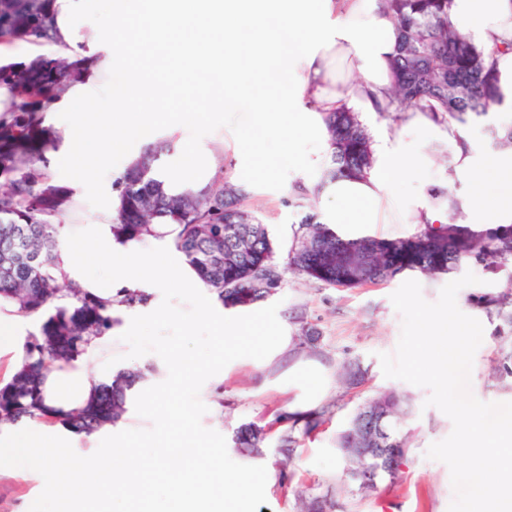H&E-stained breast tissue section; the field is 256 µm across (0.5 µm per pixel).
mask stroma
<instances>
[{"mask_svg":"<svg viewBox=\"0 0 512 512\" xmlns=\"http://www.w3.org/2000/svg\"><path fill=\"white\" fill-rule=\"evenodd\" d=\"M184 107L177 99L157 105L161 120L143 128L139 136L125 137L127 151L140 154L152 144L172 140L173 152L161 158L170 177L180 172L188 156L207 149L220 152L225 181L238 182L244 189V208L268 224L279 246L277 262L284 267L282 285L271 297L279 305L277 317L285 330L281 345L262 360H234L206 381L200 393L208 408L203 425L228 440L244 424L263 429L261 454L247 456L234 447L228 454L240 464L265 466L266 512H300L303 503L314 497L325 503L326 512H448L453 499L450 471L426 452L432 443L449 436L452 422L427 405L429 389L386 378L379 360L380 354L394 353L400 337L402 319L391 296L401 279L334 288L286 269L287 250L303 214L298 187L317 182L321 169L299 171L295 158L288 155L287 140L253 128L245 113L210 112L183 126L179 119ZM362 119L373 139L401 135L408 150L424 151L428 159L417 175L390 184L386 220L370 225V233L389 237L415 233L416 225L406 223L405 217L421 201L438 206L448 221L469 223L466 208L452 210L435 198L437 190L447 187L457 200L468 195L466 182L448 180L456 142L442 133L423 147L410 132L408 118L390 121L366 113ZM48 159L50 179L74 187L65 212L68 224L90 223L111 207L108 182H80L73 159L53 153ZM482 325L483 341L474 356L470 389L484 402L512 401V387L489 375L497 351L495 325L487 319ZM347 360L366 371L365 382L351 391L336 376ZM389 391L408 400L397 417L410 435L407 458L395 482L381 483L370 494L360 495L347 479L336 436L360 404ZM321 407L330 410L325 423L312 434L298 435L294 457H284L281 441L289 432L288 414ZM42 489V482L26 469L0 472V512H29Z\"/></svg>","mask_w":512,"mask_h":512,"instance_id":"35a3bbf8","label":"stroma"}]
</instances>
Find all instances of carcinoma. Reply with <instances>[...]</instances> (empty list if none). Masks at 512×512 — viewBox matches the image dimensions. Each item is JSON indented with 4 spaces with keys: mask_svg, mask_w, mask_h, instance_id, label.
<instances>
[{
    "mask_svg": "<svg viewBox=\"0 0 512 512\" xmlns=\"http://www.w3.org/2000/svg\"><path fill=\"white\" fill-rule=\"evenodd\" d=\"M397 21L399 40L390 61L391 93L378 107L383 118L399 117L414 109L439 125L466 124L486 118L504 104L494 56L512 50V42L489 49L455 32L449 21L452 0H382ZM52 0H0V44L23 40L54 45ZM59 57L42 56L31 66L0 65V86L13 90L0 125L11 129L12 144L0 152V304L39 319L48 307L54 313L40 331L25 337V363L0 387V425L24 419L60 420L49 415L41 386L52 368H62L81 355L90 336H100L114 319L97 296L69 286L67 295L79 306L68 313L61 299L57 271L58 236L62 224L50 220L54 209L43 203L36 187L48 178V146L31 145V131L46 118L47 86L67 84ZM331 153L323 177L312 189L319 195L326 184L341 178L365 180L374 166L371 136L359 113L347 108L322 115ZM172 142L164 140L137 158L114 183L118 207L112 237L138 242L164 229L170 244L194 271L198 281L217 293L228 308L249 306L273 295L282 279L266 278L278 266L268 225L243 210V189L208 183L199 189L172 185L157 162ZM302 193V198L310 195ZM469 263H485L495 271L512 268V224H426L407 237L346 239L319 220L315 201L301 217L288 250L287 265L335 288H357L388 282L407 271L428 276L458 272ZM475 307L498 321L499 348L492 375L512 379V288L481 289L471 296ZM347 389L361 383L360 367L342 364ZM142 379L138 372L120 371L99 384L98 394L82 410L61 420L65 426L91 434L107 423H117L125 412L128 393ZM405 399L385 393L359 406L336 438L347 464L362 471L367 462L359 449L378 447V425L388 433L387 446L408 447L395 416ZM262 429L245 424L233 442L247 454H260Z\"/></svg>",
    "mask_w": 512,
    "mask_h": 512,
    "instance_id": "cac0c4a2",
    "label": "carcinoma"
}]
</instances>
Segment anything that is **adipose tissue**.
<instances>
[{"label":"adipose tissue","mask_w":512,"mask_h":512,"mask_svg":"<svg viewBox=\"0 0 512 512\" xmlns=\"http://www.w3.org/2000/svg\"><path fill=\"white\" fill-rule=\"evenodd\" d=\"M56 41L68 61V101L52 103V111L80 113L79 122L62 130L67 147L80 165L79 177L90 181L127 166L133 157L123 151L114 130L139 133L155 121L153 113L136 114L168 97L186 103L183 123L220 110L245 112L252 125L287 137L292 126L308 127L322 113L345 107L374 112L375 95L390 85L389 61L398 42V28L380 0H113L110 11L91 13L86 0H54ZM128 20L136 35L163 47L174 62L206 73L204 86L155 78L150 71L121 70L118 59L127 49L117 37L116 20ZM449 19L462 35L485 46L512 41V0H453ZM107 97L111 109L93 111ZM375 165L367 180L340 179L329 188L341 214L335 223L352 236L382 220L380 202L389 182L409 178L421 168L418 157L396 142L375 144ZM452 167L470 176V199L476 223H512V149L488 144L483 163L458 152ZM115 210L78 234L64 232L59 267L67 279L107 301V312L119 306L109 286L86 276L81 259L98 254L129 290L149 289L153 270L180 278V270L163 254L141 252L136 244L113 243ZM25 322L14 306L0 305V357L9 370L25 359L19 330ZM100 372L112 369L111 336H95L71 365L54 370L42 385L45 403L66 416L83 408L101 382Z\"/></svg>","instance_id":"adipose-tissue-1"}]
</instances>
